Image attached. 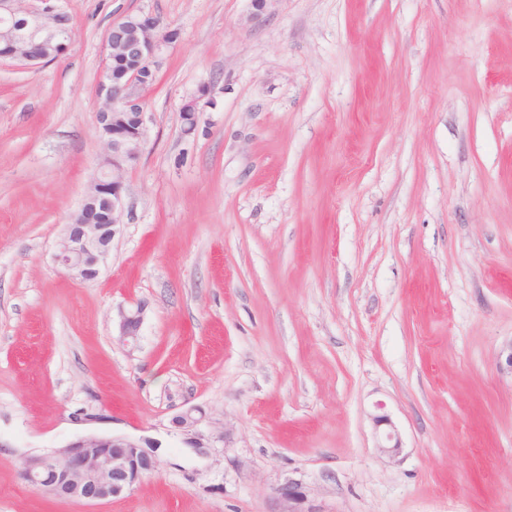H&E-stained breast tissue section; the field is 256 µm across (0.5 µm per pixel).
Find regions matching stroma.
Instances as JSON below:
<instances>
[{"mask_svg":"<svg viewBox=\"0 0 512 512\" xmlns=\"http://www.w3.org/2000/svg\"><path fill=\"white\" fill-rule=\"evenodd\" d=\"M52 2L68 51L0 58V512H269L289 477L330 512H512V0ZM138 12L177 39L83 281L54 253ZM187 411L227 446L186 448ZM85 431L159 441L155 472L96 503L22 480ZM144 307L137 305L134 308H121L119 317V340L123 345H128L137 339L140 327L144 319ZM372 420L376 428L386 425L392 429V431L390 430L385 434V439L376 448L388 458L396 457L400 453L402 446L398 434L392 428L390 419L386 415H375Z\"/></svg>","mask_w":512,"mask_h":512,"instance_id":"1","label":"stroma"}]
</instances>
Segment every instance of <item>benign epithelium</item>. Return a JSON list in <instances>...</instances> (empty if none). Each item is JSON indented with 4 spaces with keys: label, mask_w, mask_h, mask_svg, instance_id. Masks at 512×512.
Segmentation results:
<instances>
[{
    "label": "benign epithelium",
    "mask_w": 512,
    "mask_h": 512,
    "mask_svg": "<svg viewBox=\"0 0 512 512\" xmlns=\"http://www.w3.org/2000/svg\"><path fill=\"white\" fill-rule=\"evenodd\" d=\"M18 2L0 0V16L10 20L0 28V57L36 65L64 54L74 33L71 16L49 0L25 9ZM176 37L158 17L143 12L125 15L107 32L106 67L98 87L103 107L96 117L106 153L55 254V260L81 280L100 275L121 224L123 174L139 159L144 143L145 112L139 95L145 87L144 72L159 68L163 49ZM118 317L119 340L127 345L137 339L144 307L122 308ZM173 423L185 435L188 447L201 454L210 447L191 412L176 416ZM157 448L159 443L150 439L89 433L62 448L26 458L22 476L32 489L58 498L114 499L155 471ZM378 450L388 458L396 457L401 450L398 434L388 431ZM271 512L330 510L302 480L288 478L274 488Z\"/></svg>",
    "instance_id": "benign-epithelium-1"
}]
</instances>
